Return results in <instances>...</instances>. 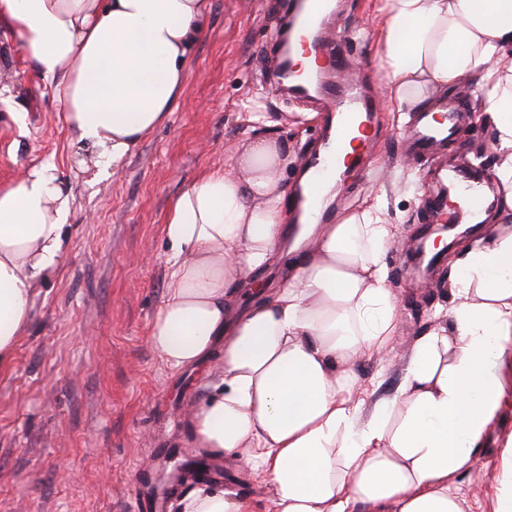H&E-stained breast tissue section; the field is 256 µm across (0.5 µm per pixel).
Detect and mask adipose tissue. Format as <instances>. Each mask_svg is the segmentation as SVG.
Segmentation results:
<instances>
[{
  "instance_id": "adipose-tissue-1",
  "label": "adipose tissue",
  "mask_w": 512,
  "mask_h": 512,
  "mask_svg": "<svg viewBox=\"0 0 512 512\" xmlns=\"http://www.w3.org/2000/svg\"><path fill=\"white\" fill-rule=\"evenodd\" d=\"M211 0H0L100 179L169 121ZM381 62L398 105L479 75L512 211V0H384ZM288 147L250 143L203 171L164 225L166 289L149 342L172 368L212 362L191 409L198 447L270 479L274 512H463L449 474L469 467L505 390L512 352V232L466 246L447 327L420 337L398 392L367 401L349 369L394 336L382 256L392 226L378 201L337 224H295ZM74 196L51 163L0 187V367L32 323L34 300L68 259ZM288 259V275L244 311L237 291ZM178 512H249L199 488Z\"/></svg>"
}]
</instances>
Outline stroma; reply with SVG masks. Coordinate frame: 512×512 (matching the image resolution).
<instances>
[{
  "mask_svg": "<svg viewBox=\"0 0 512 512\" xmlns=\"http://www.w3.org/2000/svg\"><path fill=\"white\" fill-rule=\"evenodd\" d=\"M273 0H211L184 91L167 125L144 140L109 179L97 181L74 152L73 139L49 83L19 39L0 28V185L28 166L55 164L71 185L70 256L59 277L37 296L33 322L12 363L0 369V512H147L148 493L175 512L177 494L196 486L178 479L192 457L189 406L201 401L205 366L172 369L156 355L149 332L165 296L171 203L204 169L228 162L237 148L275 137L288 143L286 186L317 150L321 120L308 106L261 84V47L270 36ZM383 0H348L336 21L346 33L358 77L372 97L379 141L364 163L330 190L334 218L379 197L393 226L384 258L386 286L399 330L381 350L358 358L352 373L372 398L398 391L417 339L443 322L453 305L456 252L431 278H412L403 260L409 237L427 223L426 200L438 168L485 165L497 154L475 78L445 90L469 111L445 149L409 158L403 140L412 115L383 91ZM261 112L262 125L247 116ZM506 398L474 451L471 467L448 486L464 512H494L505 483L504 450L512 445V358L501 368ZM225 494L250 512H270L273 487L226 457Z\"/></svg>",
  "mask_w": 512,
  "mask_h": 512,
  "instance_id": "obj_1",
  "label": "stroma"
}]
</instances>
